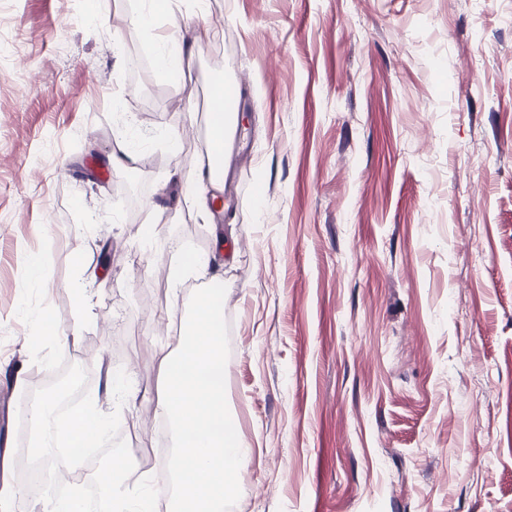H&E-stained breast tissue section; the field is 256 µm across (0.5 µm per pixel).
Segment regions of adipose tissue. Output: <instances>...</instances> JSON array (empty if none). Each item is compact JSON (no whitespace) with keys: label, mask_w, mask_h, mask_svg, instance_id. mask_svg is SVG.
<instances>
[{"label":"adipose tissue","mask_w":512,"mask_h":512,"mask_svg":"<svg viewBox=\"0 0 512 512\" xmlns=\"http://www.w3.org/2000/svg\"><path fill=\"white\" fill-rule=\"evenodd\" d=\"M211 37V27L199 24L193 29L188 45L173 41L161 42V66L183 70L192 63L197 50L210 41ZM205 123L206 149L196 163V180L187 190L190 206L201 216L209 210L208 184L218 175L216 149L223 146L226 137L223 113H207ZM140 398L139 389L108 372L105 373L95 398L72 412L66 421L57 419L58 399L55 395L47 394L34 400L28 409L31 428L29 453L32 459L49 470L50 474L61 473L69 467L67 460L56 452L61 440H68L70 446L76 448L100 447L102 441L109 436L110 408L113 402L121 399L133 405Z\"/></svg>","instance_id":"1"}]
</instances>
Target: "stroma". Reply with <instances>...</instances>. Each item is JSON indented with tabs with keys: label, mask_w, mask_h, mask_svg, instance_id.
Segmentation results:
<instances>
[{
	"label": "stroma",
	"mask_w": 512,
	"mask_h": 512,
	"mask_svg": "<svg viewBox=\"0 0 512 512\" xmlns=\"http://www.w3.org/2000/svg\"><path fill=\"white\" fill-rule=\"evenodd\" d=\"M138 5L0 0V364L38 372L0 379V437L25 447L70 366L87 394L108 369L156 389L210 283L176 280L193 249L226 287L251 449L232 512H512V0H178L157 36L214 31L185 76L131 33ZM217 84L235 150L203 218L184 198ZM154 406L120 422L161 486Z\"/></svg>",
	"instance_id": "obj_1"
}]
</instances>
